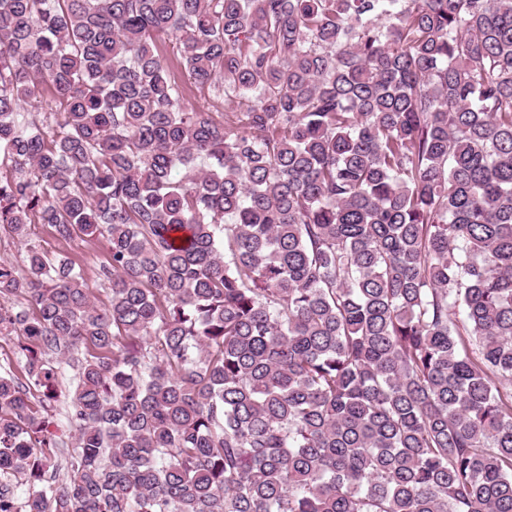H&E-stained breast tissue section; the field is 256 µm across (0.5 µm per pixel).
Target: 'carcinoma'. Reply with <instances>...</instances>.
I'll use <instances>...</instances> for the list:
<instances>
[{
  "mask_svg": "<svg viewBox=\"0 0 512 512\" xmlns=\"http://www.w3.org/2000/svg\"><path fill=\"white\" fill-rule=\"evenodd\" d=\"M2 235L0 512H512V0H0ZM175 41L166 40L165 43L160 45V52L168 58L171 67V73L176 78V80L184 87L185 90V100L186 102L193 104L204 106L205 108H209L211 112H230L231 106L224 104L223 99H220L218 102L213 95L212 91L207 88L201 89L188 79L185 73L181 70L179 65L177 64L176 59V48ZM214 105L215 107H212ZM34 232L37 234L41 244L52 254H68L75 259L84 269L87 288L95 296L98 305H107L111 299V291L101 285L98 279L97 271L108 258V247L105 239H86L79 238L71 241L59 240L51 233L49 227L43 224H37Z\"/></svg>",
  "mask_w": 512,
  "mask_h": 512,
  "instance_id": "cac0c4a2",
  "label": "carcinoma"
}]
</instances>
